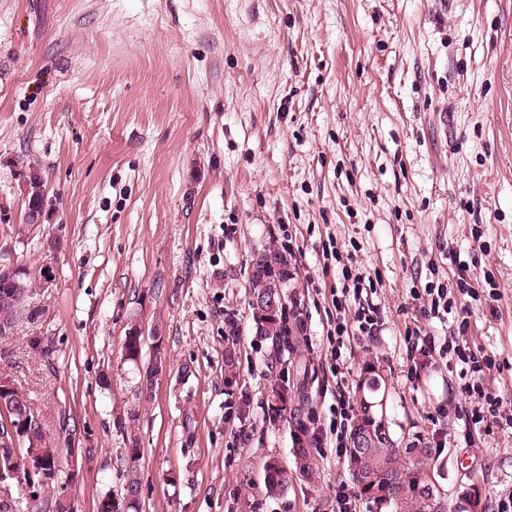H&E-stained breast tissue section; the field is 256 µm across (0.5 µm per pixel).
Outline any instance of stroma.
<instances>
[{"instance_id":"obj_1","label":"stroma","mask_w":512,"mask_h":512,"mask_svg":"<svg viewBox=\"0 0 512 512\" xmlns=\"http://www.w3.org/2000/svg\"><path fill=\"white\" fill-rule=\"evenodd\" d=\"M33 169L48 199L39 224L23 221ZM287 242L304 327L274 366L248 269L254 250ZM4 256L55 274L36 320L0 337V380L49 433L61 413L78 422L59 449L77 474L42 496L96 512L120 493L132 424L140 512H337L345 458L313 447L311 482L293 473L292 448L298 424L332 418L331 290L350 264L383 327L345 339L348 388L374 363L394 446L445 437L434 475L449 508L476 483L496 512L512 492V432L468 425L445 361L407 380V325L411 291L460 260L487 272L495 306L460 295L426 329L441 342L468 318V343L494 362L488 387L512 399V0H0ZM230 317L240 377L228 385ZM134 325L167 353L148 399L123 356ZM300 366L308 401L276 415L267 388ZM271 459L290 472L276 497Z\"/></svg>"}]
</instances>
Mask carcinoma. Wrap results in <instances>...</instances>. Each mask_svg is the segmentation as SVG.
<instances>
[{
    "label": "carcinoma",
    "mask_w": 512,
    "mask_h": 512,
    "mask_svg": "<svg viewBox=\"0 0 512 512\" xmlns=\"http://www.w3.org/2000/svg\"><path fill=\"white\" fill-rule=\"evenodd\" d=\"M251 260L267 266L276 272L275 278L269 280L261 276L252 275L249 280L250 299L264 300L280 295L288 285V258L283 252L263 248L253 252ZM253 318L266 338L270 339L274 347L271 363L280 361L281 350L288 344L300 327V322H290L287 315L277 312L272 316L269 313L253 309ZM363 372L366 377L359 381L355 387V400L357 412L352 423L351 431L364 429L371 435L370 447L350 452L347 457V468L353 481L359 486L361 494L382 507L391 509V512H448L447 500L439 495L430 494L428 481L424 471L435 466V456L431 445L423 440L417 447L416 463L404 466L399 462L400 449L394 447L389 431L382 424L383 400L379 399L384 380L376 373L375 366L365 363ZM237 376V348L227 345L224 348V382L230 383ZM18 407L6 415L0 413V428H5L4 420L13 423L25 415H30V422L42 429V446L35 449L42 457L43 468L56 469L57 448L46 432L40 416L34 410L29 397L21 391H14ZM267 399L271 402L272 411L285 414L292 402L288 387L280 382L270 384L267 389ZM126 442L133 449H125V464L128 479L120 495L106 494L104 498L117 502L120 512H138L139 481L136 477V462L139 457L134 455V446L139 444V438L131 427L125 431ZM296 471L305 479L312 481L316 472L311 459L308 441L298 438L293 448ZM265 486L267 491L276 494L281 492L288 484V473L278 461L271 459L265 464ZM30 498L35 501V508L39 512H74L75 503L72 501L53 498L39 500L35 484H30Z\"/></svg>",
    "instance_id": "cac0c4a2"
}]
</instances>
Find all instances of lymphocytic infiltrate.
Instances as JSON below:
<instances>
[{
  "mask_svg": "<svg viewBox=\"0 0 512 512\" xmlns=\"http://www.w3.org/2000/svg\"><path fill=\"white\" fill-rule=\"evenodd\" d=\"M343 279L339 294L333 295L332 304L336 310V323L326 339L330 346V372L336 377H344L348 370L342 356L344 338L355 331L363 336H374L382 325L380 309L372 300L363 296L362 278L354 274L350 267H342ZM475 275L467 262L457 264V271L451 283L438 288L426 289L419 307L420 317L413 320L409 330L411 338L417 342L415 356L407 369V378L419 377L421 371L430 367L435 357H451L459 368L462 382L460 390L470 399L469 422L483 430L498 428L512 429V403L493 393L486 384V374L493 367L490 358L480 350L472 348L463 336L468 330L467 323H460L458 338L436 343L434 336L426 331L424 324L432 319H444L451 313L456 295L479 299L474 286Z\"/></svg>",
  "mask_w": 512,
  "mask_h": 512,
  "instance_id": "1",
  "label": "lymphocytic infiltrate"
}]
</instances>
